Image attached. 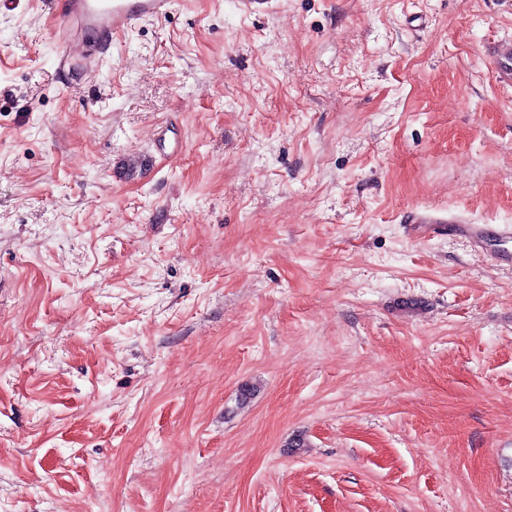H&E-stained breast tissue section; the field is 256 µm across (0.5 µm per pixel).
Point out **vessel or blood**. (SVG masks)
<instances>
[{"label": "vessel or blood", "instance_id": "vessel-or-blood-1", "mask_svg": "<svg viewBox=\"0 0 512 512\" xmlns=\"http://www.w3.org/2000/svg\"><path fill=\"white\" fill-rule=\"evenodd\" d=\"M177 0H58L53 11V39L59 47L57 64L66 68L74 59L72 47H79L82 68L93 73L98 65L99 47L111 44L115 35L127 32L145 19L162 20L175 11ZM416 224H447L455 237L472 250L486 252L488 241L512 240L511 224H469L430 212L412 217ZM487 253V252H486Z\"/></svg>", "mask_w": 512, "mask_h": 512}]
</instances>
